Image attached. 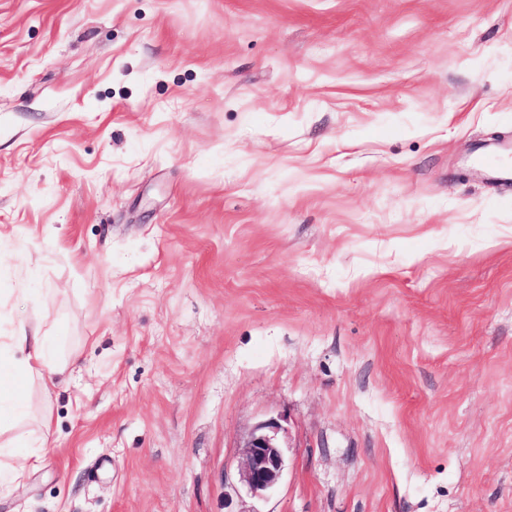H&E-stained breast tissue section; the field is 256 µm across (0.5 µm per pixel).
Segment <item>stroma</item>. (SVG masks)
Returning <instances> with one entry per match:
<instances>
[{"mask_svg": "<svg viewBox=\"0 0 512 512\" xmlns=\"http://www.w3.org/2000/svg\"><path fill=\"white\" fill-rule=\"evenodd\" d=\"M503 150L512 0H0V512H512ZM7 349L20 352V358H12L7 364L0 362V427L8 423L11 414L1 406L5 382L17 375H51L56 372L54 355L50 346L49 336H43L38 326L30 331L22 327L13 336H0V351ZM276 421L263 423L252 430L243 448L240 480L248 492L261 496L280 480L285 460ZM38 460V452L21 454L17 464L11 468L9 474L2 479L0 478V490L1 487L6 490L9 489L10 485L21 478L28 469L35 468Z\"/></svg>", "mask_w": 512, "mask_h": 512, "instance_id": "1", "label": "stroma"}]
</instances>
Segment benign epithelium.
<instances>
[{
    "label": "benign epithelium",
    "mask_w": 512,
    "mask_h": 512,
    "mask_svg": "<svg viewBox=\"0 0 512 512\" xmlns=\"http://www.w3.org/2000/svg\"><path fill=\"white\" fill-rule=\"evenodd\" d=\"M279 430L275 421L263 423L252 430L244 445L240 480L254 496L268 492L282 476L285 460Z\"/></svg>",
    "instance_id": "obj_1"
}]
</instances>
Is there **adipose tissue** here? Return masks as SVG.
<instances>
[{
	"label": "adipose tissue",
	"mask_w": 512,
	"mask_h": 512,
	"mask_svg": "<svg viewBox=\"0 0 512 512\" xmlns=\"http://www.w3.org/2000/svg\"><path fill=\"white\" fill-rule=\"evenodd\" d=\"M15 352L9 362H0V391L8 379L24 375H51L56 371L54 355L49 337L41 335L39 329L20 328L10 336H0V350Z\"/></svg>",
	"instance_id": "1"
}]
</instances>
